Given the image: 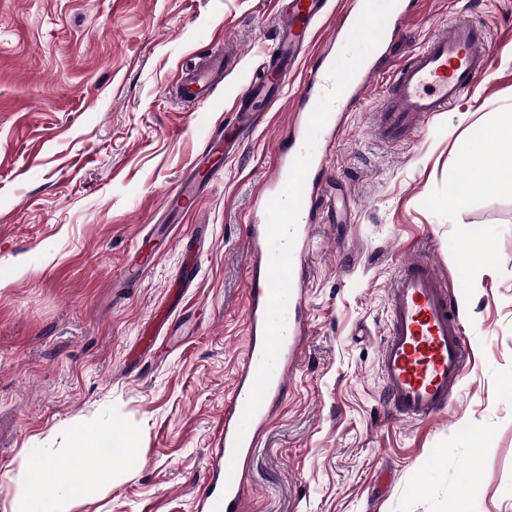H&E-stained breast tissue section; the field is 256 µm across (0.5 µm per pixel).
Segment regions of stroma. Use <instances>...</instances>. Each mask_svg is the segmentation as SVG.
<instances>
[{
  "instance_id": "1",
  "label": "stroma",
  "mask_w": 512,
  "mask_h": 512,
  "mask_svg": "<svg viewBox=\"0 0 512 512\" xmlns=\"http://www.w3.org/2000/svg\"><path fill=\"white\" fill-rule=\"evenodd\" d=\"M275 0H0V512L22 463L68 466L80 428L117 429L132 456L67 512H200L247 345V224L291 119L224 152L240 88L273 45ZM486 26L492 67L414 141L375 138L372 86L328 150L309 264L308 334L246 468L243 512H512V194L448 205L478 131L512 114V0H416L398 62L458 15ZM388 6L336 52L368 55ZM208 107L169 91L216 48ZM223 156L167 252L162 202L195 158ZM191 238L199 274L184 283ZM151 257L125 281L133 257ZM426 256L459 301L466 374L448 407L406 421L378 373L386 293ZM164 322L148 349L138 339Z\"/></svg>"
}]
</instances>
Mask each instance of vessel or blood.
Masks as SVG:
<instances>
[{
	"label": "vessel or blood",
	"mask_w": 512,
	"mask_h": 512,
	"mask_svg": "<svg viewBox=\"0 0 512 512\" xmlns=\"http://www.w3.org/2000/svg\"><path fill=\"white\" fill-rule=\"evenodd\" d=\"M331 7L332 0H280L274 60L239 91L237 124L224 139L225 148L239 146L245 131L265 120L260 103L281 102L283 91L298 84L290 102L288 145L279 151L250 216L248 343L224 403V425L211 457L222 492L203 500L204 512H240L251 450L262 427L273 418L285 381L299 360L306 332L303 258L313 238L322 151L340 134L339 114L356 108L373 83L384 81L373 132L381 141L403 142L426 120L447 111L490 68L485 30L458 17L397 64H388L378 45L358 73L340 75L330 53L343 33L364 27L375 0H348L316 59L305 62L314 25ZM223 79L224 51L219 48L183 71L175 97L186 104L209 101ZM221 175L217 168L204 179L188 171L165 199V223H181ZM386 301L389 317L379 358L386 399L402 419L435 416L456 394L467 367L458 305L437 270L420 257L406 262L390 284Z\"/></svg>",
	"instance_id": "b4317fda"
}]
</instances>
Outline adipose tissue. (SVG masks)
<instances>
[{
	"mask_svg": "<svg viewBox=\"0 0 512 512\" xmlns=\"http://www.w3.org/2000/svg\"><path fill=\"white\" fill-rule=\"evenodd\" d=\"M477 142L479 158H464V176L448 183L451 206L462 205L476 186L490 185L512 192V123L483 128ZM127 442V436L111 430L82 429L75 433L72 461L67 468H58L46 455L32 459L22 512H65V503L80 498L88 488L109 484L116 459L114 449ZM49 484L55 486V494L46 493Z\"/></svg>",
	"mask_w": 512,
	"mask_h": 512,
	"instance_id": "ef3b65f1",
	"label": "adipose tissue"
}]
</instances>
